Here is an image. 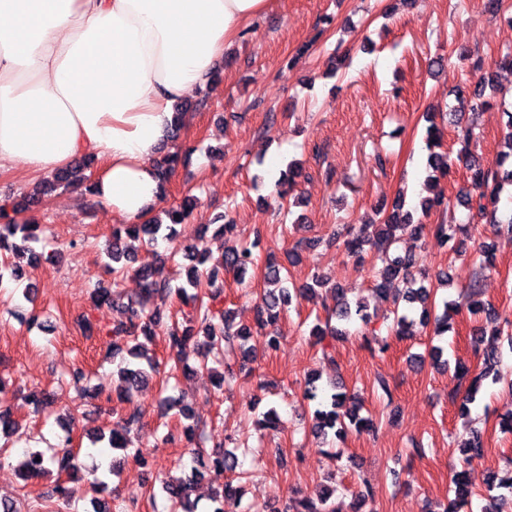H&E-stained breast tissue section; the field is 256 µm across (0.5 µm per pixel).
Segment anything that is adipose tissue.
I'll return each instance as SVG.
<instances>
[{"label":"adipose tissue","instance_id":"1","mask_svg":"<svg viewBox=\"0 0 512 512\" xmlns=\"http://www.w3.org/2000/svg\"><path fill=\"white\" fill-rule=\"evenodd\" d=\"M269 0H0V173L96 160L95 194L142 223L176 105Z\"/></svg>","mask_w":512,"mask_h":512}]
</instances>
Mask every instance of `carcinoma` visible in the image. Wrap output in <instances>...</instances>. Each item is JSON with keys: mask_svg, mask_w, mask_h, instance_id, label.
I'll return each instance as SVG.
<instances>
[{"mask_svg": "<svg viewBox=\"0 0 512 512\" xmlns=\"http://www.w3.org/2000/svg\"><path fill=\"white\" fill-rule=\"evenodd\" d=\"M496 72L493 69L483 71L473 90L458 88L455 91L459 107L454 110V125L457 127L459 138L464 143H469L472 131L462 125V113L490 105L486 99V91L495 90ZM506 117L504 123L503 150L498 152L495 160L484 162L476 156L461 153L458 160L462 161L469 171V186L464 193L467 208L472 211V219L487 224H505L512 229V211L503 212L499 209L500 196L504 186H512V110L502 111ZM178 161L175 154L163 156L156 164L158 176L162 185H167ZM427 177L436 181L440 177L449 175L452 161L446 153H432L428 156ZM86 167L75 166L70 169L57 172L51 178L44 180L36 187L29 200H39L48 192L58 188L78 189L83 187L86 191H92L88 185L89 177L85 174ZM304 177V170L299 162H290L286 168L280 171V177L275 183L276 195L283 208H290L289 192L298 183V179ZM405 200L398 197L392 211L386 212L379 208L380 224L376 235L372 238L360 233L350 232L346 236H336V243L342 246L343 251L349 257L359 258L367 249L377 254L381 267L376 271L374 290L384 299H389L394 308V320L392 331L397 336L410 334L413 321L401 313V303L414 304L426 303L431 297V289L417 284L416 275L419 274V249L418 242L424 236V230L441 244L446 245L455 239L456 235L467 233L465 226L461 224H432L426 226L422 223H412L411 212L404 209ZM192 205L188 202L180 206L171 207L161 216L151 218L145 224H124L112 232V241L106 250L107 257L115 263L112 267V286L97 285L92 289L90 298L96 305H112L121 299L117 292L118 278L129 273L140 279L142 288L140 293L127 300L124 304L126 320L113 326L110 331L112 336V356L120 353L126 356L120 359L114 375L117 378L115 391L118 398L128 404L125 409L124 421L126 428L131 429L139 423V415L133 403V397L139 387L149 378L161 373V366L155 360L148 357L141 360L139 349V337L150 338L155 335V328L162 319L163 308L172 297H177L183 305L189 307V312L183 322L174 321L166 328L169 360L166 363L165 380H170L182 374L187 376L195 369L190 367L183 358L185 349L193 345L200 350L201 367H206L207 357L224 343L239 342V348L243 354V361L239 371L250 370L249 364L253 361V351L246 346L250 336L255 333L263 335V345L266 351L274 352L281 345L282 336L276 332V327L281 322L285 306L291 304L292 298L303 297L315 291V288L326 284L324 277L315 273L311 282L290 289L285 286L287 279L281 276L283 266L276 262H270L265 267L264 279L267 288L260 294L256 305L255 326L237 325L234 323L231 311L214 310V303L224 297V280L219 278L214 270L204 272L199 269L207 261V249L196 244L188 247L185 256L190 264L186 271V285L174 288L163 276L164 261L137 263L136 255L126 248V240L135 239L147 248H156L159 241L172 242L176 239V225L183 223L188 216ZM7 223L0 224V256L9 257L19 255L32 260L36 258L33 245L42 240L44 229L37 224H15L6 208L0 207V219ZM236 224L229 218H224V223L219 225L216 233L224 236V270L243 277L250 268L256 264L254 249L258 247L264 237V230L256 228L254 241L251 245L242 246L234 243V230ZM409 284L405 292L391 293V284L397 279ZM479 281H474L465 291L467 309L476 315L485 313L491 315L495 309L481 299ZM335 304L331 309V317L322 323L315 324L310 336L314 337L316 344L321 346L322 355H329V346L325 344L328 338L334 339L344 335L343 330L333 325L331 318L338 320H350L357 317L363 323L370 321V315L366 312V306L358 304L356 309H351L350 303L345 297V289L338 286L333 289ZM459 304L443 302L442 313L431 316V312L422 310L420 324L426 326L435 324L434 333L439 336L448 332L450 312L458 311ZM508 341L512 346V322L507 320L504 326L494 330L488 336H481L477 341L474 351L483 360V370L471 374L470 368L458 363L455 365V374L459 381L468 382L464 392L451 395L452 403L459 404L462 414L469 412V405L477 401L482 382L495 376L496 369L502 362V342ZM305 398L314 403L313 430L316 434L326 438L332 434L336 437H344L350 429L360 432L371 427V420L358 417L359 407L346 406L347 395L336 391L323 392L318 389L315 380H310ZM193 467L190 474L183 479H166L162 481V489L180 512H197L195 501L191 500L193 492L192 484L203 476V469L211 465L226 471H235L239 467V458L234 453L223 450V444L217 443L215 450L208 455L191 451ZM75 456L68 448H63L50 455L40 450H30L21 462L20 470L24 480L28 481L51 470L59 474H67L75 468ZM134 462L137 466L145 468L149 466V459L139 453L126 454L122 458L112 460L110 472L116 475L128 463ZM451 483L454 486L455 498L453 508L443 512H462V509L471 505V490L465 478V473L459 471L453 474ZM489 504L484 506L483 512H501V506L512 501V475L502 478H494L488 486ZM242 488L228 482L224 484V490L211 497L212 506L207 512H225L227 504H240L242 500ZM334 490L327 489L320 499L314 501H294L283 508V512H336V508L328 505ZM52 497L56 499L57 506L61 509H69L75 500V491L67 482H59Z\"/></svg>", "mask_w": 512, "mask_h": 512, "instance_id": "1", "label": "carcinoma"}]
</instances>
